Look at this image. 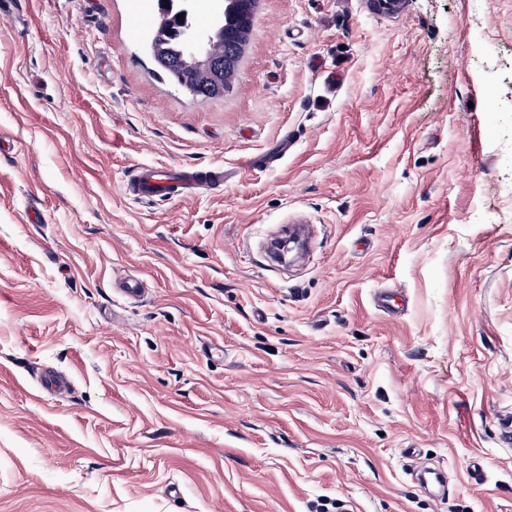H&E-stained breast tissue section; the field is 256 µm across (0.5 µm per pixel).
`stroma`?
Instances as JSON below:
<instances>
[{
  "instance_id": "obj_1",
  "label": "stroma",
  "mask_w": 512,
  "mask_h": 512,
  "mask_svg": "<svg viewBox=\"0 0 512 512\" xmlns=\"http://www.w3.org/2000/svg\"><path fill=\"white\" fill-rule=\"evenodd\" d=\"M159 20L0 6V512H512V0H258L219 98ZM241 1L246 2L242 4L245 7V12L240 23L237 26L235 34L229 39L225 40L224 44L216 49L214 55L216 64L222 69L223 72L222 92H216L215 88L211 87L208 81H206L200 76L195 75L189 70H187L188 72H181L179 69L176 68L180 67L177 64H175V66L173 67H167L157 61L161 65H158V67L167 74L175 76L180 83L184 81L185 83L194 86L192 92L193 95L195 96L204 98H214L224 95V90L230 85L236 74L243 46L245 44L246 38L251 27V19L254 10V4L256 2V0ZM228 55H230L232 59L231 62L226 66L224 61L226 60ZM224 184L222 168H157L143 166L127 183L129 193L141 197L171 196L174 193L181 198L197 194L201 186H221ZM415 479L420 487L432 492L433 497H443L448 492V476L441 468L421 464L416 468Z\"/></svg>"
}]
</instances>
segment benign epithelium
I'll list each match as a JSON object with an SVG mask.
<instances>
[{"mask_svg": "<svg viewBox=\"0 0 512 512\" xmlns=\"http://www.w3.org/2000/svg\"><path fill=\"white\" fill-rule=\"evenodd\" d=\"M201 0H178V4L161 7V19L156 32L149 43V49L155 59L167 60L168 39L173 38L179 44L176 61L184 68L209 73L212 84L221 85L219 75L213 68V50L222 43L224 32L233 23L238 14L239 0H211L213 23L208 28H199L193 24V16Z\"/></svg>", "mask_w": 512, "mask_h": 512, "instance_id": "7a95c632", "label": "benign epithelium"}]
</instances>
